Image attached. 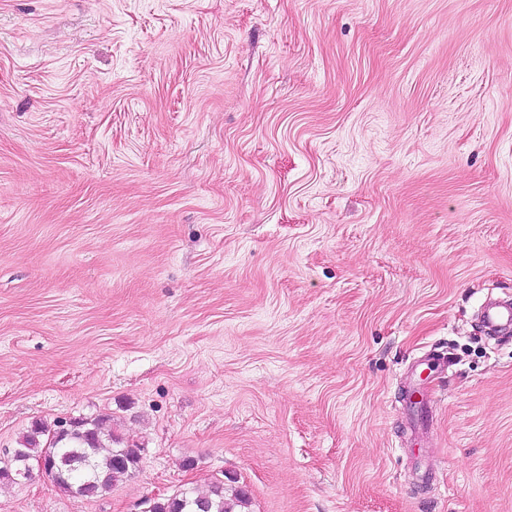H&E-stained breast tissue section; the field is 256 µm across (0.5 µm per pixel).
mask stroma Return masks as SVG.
<instances>
[{
    "instance_id": "stroma-1",
    "label": "stroma",
    "mask_w": 512,
    "mask_h": 512,
    "mask_svg": "<svg viewBox=\"0 0 512 512\" xmlns=\"http://www.w3.org/2000/svg\"><path fill=\"white\" fill-rule=\"evenodd\" d=\"M508 297L512 0H0V512H512ZM481 315L488 327L499 331L512 329V304H484ZM109 418L99 417L71 421L70 428L57 431L53 440L43 445L41 437L47 429L41 422L35 421L30 429L18 441L20 449L26 454L10 456L0 463V480L16 483L17 471L26 469L30 459L45 451L53 453L56 460L52 466L50 456L37 457L36 463L41 470L52 478L60 491L74 495L78 486H84V497H92L107 489L115 482L131 477L140 461L138 447L109 448L105 442L120 444V439L112 428L107 426ZM107 448L106 454L101 452ZM223 480L212 483L205 492L189 489L154 502L152 512H245L251 503L246 486H237L227 496Z\"/></svg>"
}]
</instances>
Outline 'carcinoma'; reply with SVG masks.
<instances>
[{
	"instance_id": "1",
	"label": "carcinoma",
	"mask_w": 512,
	"mask_h": 512,
	"mask_svg": "<svg viewBox=\"0 0 512 512\" xmlns=\"http://www.w3.org/2000/svg\"><path fill=\"white\" fill-rule=\"evenodd\" d=\"M109 419L74 420L69 428L53 435L50 443H42L47 429L35 421L18 441L23 455L12 456L0 466V480L16 482L17 472L26 469L31 458L45 451L56 460L47 472L60 491L73 494L84 487L83 496L92 497L115 482L132 476L140 461L138 448H118L120 439L107 426ZM251 503L245 486H237L226 494L224 481L212 483L204 492L189 489L154 502L153 512H244Z\"/></svg>"
}]
</instances>
